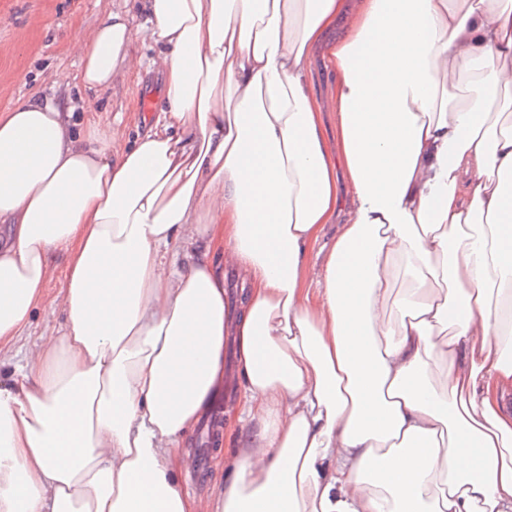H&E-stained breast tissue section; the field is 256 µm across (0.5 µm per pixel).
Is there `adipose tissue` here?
<instances>
[{
	"instance_id": "adipose-tissue-1",
	"label": "adipose tissue",
	"mask_w": 512,
	"mask_h": 512,
	"mask_svg": "<svg viewBox=\"0 0 512 512\" xmlns=\"http://www.w3.org/2000/svg\"><path fill=\"white\" fill-rule=\"evenodd\" d=\"M142 8L69 43L101 90L159 47L150 132L116 153L53 99L0 113V512H512V0ZM60 252L64 324L16 351ZM229 335L244 391L203 500L179 475Z\"/></svg>"
}]
</instances>
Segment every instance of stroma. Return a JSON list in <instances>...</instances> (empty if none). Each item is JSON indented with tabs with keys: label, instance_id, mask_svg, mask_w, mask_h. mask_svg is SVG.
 Listing matches in <instances>:
<instances>
[{
	"label": "stroma",
	"instance_id": "1",
	"mask_svg": "<svg viewBox=\"0 0 512 512\" xmlns=\"http://www.w3.org/2000/svg\"><path fill=\"white\" fill-rule=\"evenodd\" d=\"M109 10L125 12L133 25L144 26L139 0H0V113L18 100L53 95L61 102H97L94 119L101 129L119 128L115 144L123 149L148 133L163 108L159 48L150 39L134 48L135 66L105 90L88 89L77 78L79 60L68 36L73 28L92 30ZM68 258L59 254L49 263L50 298L33 315L17 342L32 349L40 335L59 330L63 310L53 303L64 279Z\"/></svg>",
	"mask_w": 512,
	"mask_h": 512
}]
</instances>
